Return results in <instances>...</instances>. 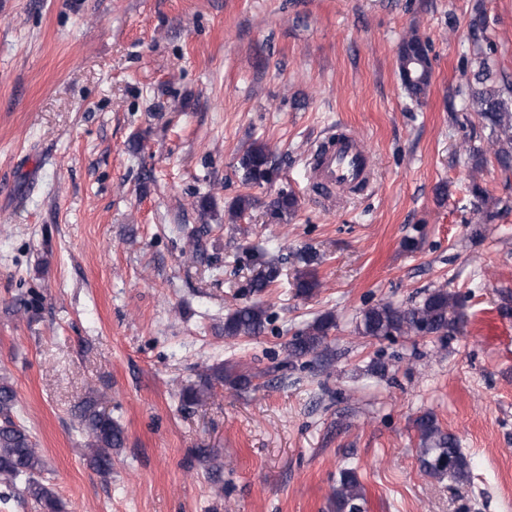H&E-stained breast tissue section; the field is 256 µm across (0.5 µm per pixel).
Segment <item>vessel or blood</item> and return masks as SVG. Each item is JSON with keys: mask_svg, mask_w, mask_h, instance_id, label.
Masks as SVG:
<instances>
[{"mask_svg": "<svg viewBox=\"0 0 512 512\" xmlns=\"http://www.w3.org/2000/svg\"><path fill=\"white\" fill-rule=\"evenodd\" d=\"M310 169L314 189L327 198L371 177L370 158L361 139L345 130L337 131L335 138L317 145L311 154Z\"/></svg>", "mask_w": 512, "mask_h": 512, "instance_id": "b4317fda", "label": "vessel or blood"}]
</instances>
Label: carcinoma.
<instances>
[{
	"label": "carcinoma",
	"mask_w": 512,
	"mask_h": 512,
	"mask_svg": "<svg viewBox=\"0 0 512 512\" xmlns=\"http://www.w3.org/2000/svg\"><path fill=\"white\" fill-rule=\"evenodd\" d=\"M469 30L477 39L487 28V18L477 9L470 16ZM427 44L416 36L403 41L398 55V69L406 91L418 98L426 93L430 85ZM465 108L476 115L481 128L488 131L487 144H471L469 155L478 170L486 160L487 150L504 172L512 171V80L494 72L486 60H481L472 73V80L464 93ZM244 179L261 185L267 182L266 174L274 170L272 153L264 144L249 147L239 159ZM470 191L477 199L480 223L494 221L512 206L509 201L497 200V208L486 207L488 192L477 181H472ZM298 200L291 192L279 191L269 203L272 217L281 219L295 213ZM251 255L261 258L259 275L251 282L250 290L261 293L280 277L279 261L265 258L259 248L250 249ZM302 265L297 270L294 286L296 294L311 297L320 287L314 265L315 254L302 251L296 255ZM269 316L259 302L237 307L224 319V336L229 338L259 335ZM465 314L461 296L446 288H434L421 301L411 307H402L389 302L378 303L365 309L357 325L362 336H451L462 330ZM336 327L333 314L325 313L311 324L298 331L287 342L288 359L299 360L315 355L329 360L326 339ZM254 375L241 371L229 363H218L206 368L198 382L189 385L180 393L183 407L190 408L205 402L215 385L220 384L234 391H242L253 385ZM16 392L13 385L0 377V484L12 488L19 483L35 504L39 512H60L61 503L52 487L42 478L44 461L31 432L17 421ZM77 432L87 439V461L98 472L112 473V449L124 445L123 430L112 419V414L100 406V398L89 396L77 406L75 412ZM419 439L421 470L432 478L448 476L462 481L469 477L470 462L458 446L455 437L440 427L432 413H423L414 420ZM363 490L358 474L353 468H344L339 473L331 499L334 512H363Z\"/></svg>",
	"instance_id": "carcinoma-1"
}]
</instances>
